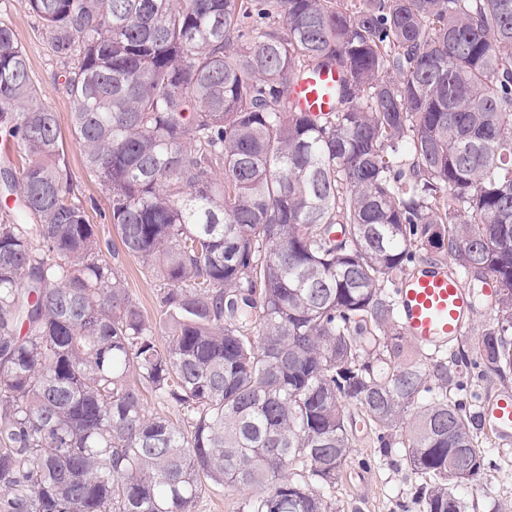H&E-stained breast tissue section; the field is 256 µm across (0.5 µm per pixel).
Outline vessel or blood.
<instances>
[{
	"mask_svg": "<svg viewBox=\"0 0 512 512\" xmlns=\"http://www.w3.org/2000/svg\"><path fill=\"white\" fill-rule=\"evenodd\" d=\"M338 75L321 70L301 80L293 99L312 114L329 112ZM399 321L407 341L413 346L440 351L452 348L476 318L470 288L448 264H419L398 290ZM485 431L499 447L512 446V389L488 392L481 405Z\"/></svg>",
	"mask_w": 512,
	"mask_h": 512,
	"instance_id": "1",
	"label": "vessel or blood"
}]
</instances>
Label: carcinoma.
I'll use <instances>...</instances> for the list:
<instances>
[{
	"instance_id": "carcinoma-1",
	"label": "carcinoma",
	"mask_w": 512,
	"mask_h": 512,
	"mask_svg": "<svg viewBox=\"0 0 512 512\" xmlns=\"http://www.w3.org/2000/svg\"><path fill=\"white\" fill-rule=\"evenodd\" d=\"M29 6L161 318L0 20V512H195L219 486L242 512H338L350 405L423 512H477L456 495L488 468L476 379L512 373V0ZM324 68L334 109L299 111ZM423 256L499 284L448 354L398 322Z\"/></svg>"
}]
</instances>
